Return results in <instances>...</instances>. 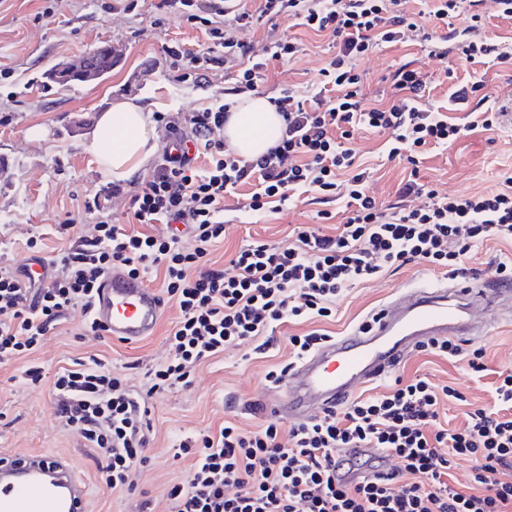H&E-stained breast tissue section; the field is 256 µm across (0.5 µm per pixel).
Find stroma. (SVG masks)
I'll return each mask as SVG.
<instances>
[{
	"mask_svg": "<svg viewBox=\"0 0 512 512\" xmlns=\"http://www.w3.org/2000/svg\"><path fill=\"white\" fill-rule=\"evenodd\" d=\"M159 2L140 0L138 10L131 13L114 0H0V116L6 118L0 123V155L9 159L0 169V266L18 268L28 257L26 240L38 233L44 236L45 258L55 256L62 245L57 229L66 217L80 225L96 221V212L84 208L93 197L104 199L117 223L126 222L131 195L162 164L163 155L155 153L139 175L124 181L123 194H112V179L102 172L90 148L96 119L112 101L134 97L152 113L180 118L233 87L232 73L222 70L198 84L176 80L166 46L180 43L194 49L204 35L186 20L161 12ZM47 6L53 9L48 16L43 13ZM278 31L295 39L302 50L294 60L270 64L261 91L291 88L303 96L311 94L328 56L327 38L314 35L292 17L280 20ZM99 45L111 47L115 59L104 77L72 86L49 80L53 69ZM410 61L432 82L430 104L449 116L461 118L467 112L466 106L449 102L450 85L481 80L492 98L512 95V67L473 64L455 54L442 59L414 40L378 48L359 61L367 93L382 89L384 78ZM35 127L40 130L36 137L30 134ZM386 140V135L363 130L353 140L357 162L369 172L368 191L383 203L394 201L398 184L411 170L407 162L388 160ZM418 170L420 182L442 194L466 196L498 189L503 173L512 171V117L494 130L478 129L448 148L427 151ZM322 211L331 212L332 220H320ZM343 219V201L326 204L312 194L262 217L237 211L230 199L224 209V238L212 247L210 259L224 262L253 241L288 246L300 227L330 234ZM434 273L430 266L410 264L354 285L337 298L336 314L325 322V329L336 337L351 331L396 291ZM177 318L176 308L165 306L152 336L125 344L85 333L83 314L77 309L44 336L36 351L0 365V456H68L88 484L89 512H140L144 506L150 512H171L168 492L184 480L192 463L191 458L176 455V444L186 435L217 430L230 417L242 428L258 429L266 420L260 406L273 390L266 375L288 363L289 336L306 330L302 324H283L263 351L256 350L254 341H242L197 365L190 384L154 395L155 439L149 462L135 472L137 489H111L101 478L103 460L96 450L56 418L54 376L74 360L96 354L125 375L130 389L143 390L148 369L169 357L166 337ZM30 366L41 368L42 384H26L23 375ZM402 367L405 375L420 372L459 391V399H445L439 405L440 419L449 427H463L467 410L492 403L490 377H474L461 364L415 352Z\"/></svg>",
	"mask_w": 512,
	"mask_h": 512,
	"instance_id": "obj_1",
	"label": "stroma"
}]
</instances>
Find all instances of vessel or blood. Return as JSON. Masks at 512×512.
<instances>
[{"label": "vessel or blood", "instance_id": "vessel-or-blood-1", "mask_svg": "<svg viewBox=\"0 0 512 512\" xmlns=\"http://www.w3.org/2000/svg\"><path fill=\"white\" fill-rule=\"evenodd\" d=\"M512 285L431 278L402 291L357 328L300 360L267 400L269 417L303 422L360 386L382 379L433 338L476 339L474 307L499 319ZM163 310L159 293L116 268L93 297L92 316L106 336L135 343L150 336ZM0 512H87V486L69 458L21 455L0 461Z\"/></svg>", "mask_w": 512, "mask_h": 512}]
</instances>
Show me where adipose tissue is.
Returning a JSON list of instances; mask_svg holds the SVG:
<instances>
[{
	"label": "adipose tissue",
	"mask_w": 512,
	"mask_h": 512,
	"mask_svg": "<svg viewBox=\"0 0 512 512\" xmlns=\"http://www.w3.org/2000/svg\"><path fill=\"white\" fill-rule=\"evenodd\" d=\"M283 119L264 96L239 100L224 128L227 144L240 156L252 159L280 138ZM91 149L103 172L117 180L131 178L143 169L157 150L151 112L130 100L116 101L100 114Z\"/></svg>",
	"instance_id": "ef3b65f1"
}]
</instances>
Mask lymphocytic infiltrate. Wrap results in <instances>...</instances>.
<instances>
[{
    "label": "lymphocytic infiltrate",
    "mask_w": 512,
    "mask_h": 512,
    "mask_svg": "<svg viewBox=\"0 0 512 512\" xmlns=\"http://www.w3.org/2000/svg\"><path fill=\"white\" fill-rule=\"evenodd\" d=\"M405 0H259L255 9L230 0H161L205 35L200 49L175 44L165 52L181 81H201L222 68L236 72L227 99L185 116L183 142L193 155L165 152L157 172L130 199L127 224L113 223L101 201L99 218L61 249L59 275L40 281L0 268V362L34 350L74 308L86 315L85 332L102 335L90 315L94 292L108 271L134 276L162 272L166 299L178 312L167 341L170 357L149 374L146 391L131 390L121 375L92 356L76 361L53 383L55 414L105 459L102 477L112 489L134 487L132 474L148 460L151 395L188 383L194 366L245 339L266 336L286 323L329 317L337 296L389 268L422 263L450 277L469 280L465 259L480 243H512V174L497 191L466 197L424 190L403 181L396 203L385 205L366 193L364 173L355 171L349 142L368 127L388 134L389 159L417 164L426 147H445L475 129L500 126L512 99L475 108L465 121L427 107L428 76L413 64L392 76L386 101L369 103L357 60L383 45L416 37L434 56L458 51L478 64H512L504 42L489 37L484 0H430L411 12ZM467 14L468 25L430 33L428 21L447 22ZM300 18L328 37L333 52L320 70L310 97L281 90L273 103L284 120L280 141L255 159L243 158L216 139L234 106V96L255 91L270 62L294 58L297 44L274 40L267 58L254 59L249 44L235 38L241 28L276 27ZM206 158L204 170L194 156ZM254 183L253 192L239 188ZM313 192L327 202L346 198L349 215L325 235L307 228L287 248L253 242L224 267L203 268L211 247L224 234V202L256 215L267 204L284 206L295 193ZM426 195L414 207L406 200ZM185 224L195 241L183 249L178 237L147 232L150 224ZM457 390L427 378H395L377 397L339 403L322 415L281 433L276 422L247 433L225 422L218 434L181 440L178 450L195 462L186 481L169 491L173 512H512V369L499 372L492 406L467 411L459 430L441 425L437 407ZM373 448L400 459L398 468L346 482L337 469L373 468L374 459L343 457L345 449ZM472 463L473 487L462 492L448 481L453 460Z\"/></svg>",
    "instance_id": "1"
}]
</instances>
